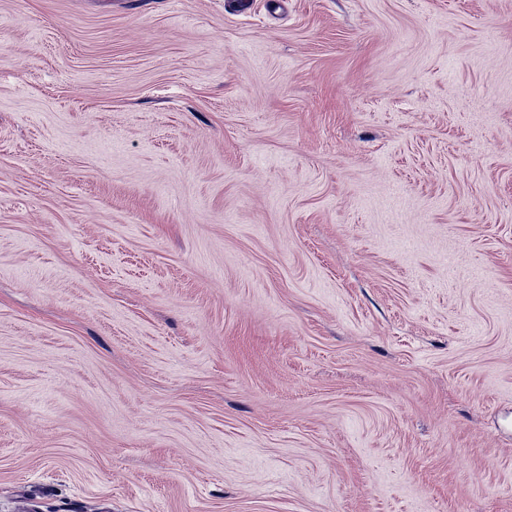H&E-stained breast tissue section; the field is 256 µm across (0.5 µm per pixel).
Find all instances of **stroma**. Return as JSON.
Here are the masks:
<instances>
[{
  "instance_id": "obj_1",
  "label": "stroma",
  "mask_w": 512,
  "mask_h": 512,
  "mask_svg": "<svg viewBox=\"0 0 512 512\" xmlns=\"http://www.w3.org/2000/svg\"><path fill=\"white\" fill-rule=\"evenodd\" d=\"M0 512H512V0H0Z\"/></svg>"
}]
</instances>
